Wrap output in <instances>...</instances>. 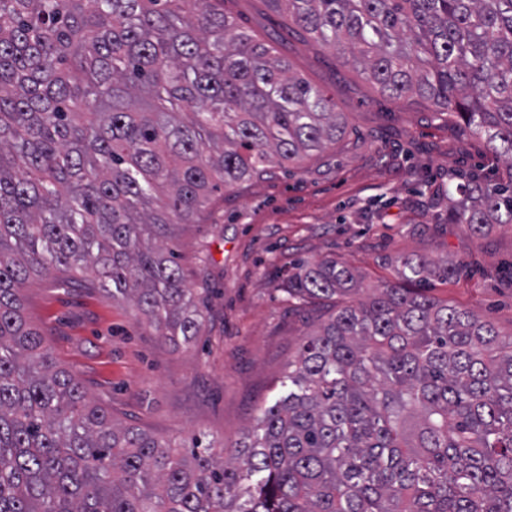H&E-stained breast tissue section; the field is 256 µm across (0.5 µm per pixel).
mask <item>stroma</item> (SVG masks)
<instances>
[{
    "mask_svg": "<svg viewBox=\"0 0 512 512\" xmlns=\"http://www.w3.org/2000/svg\"><path fill=\"white\" fill-rule=\"evenodd\" d=\"M231 8L262 37L286 21L262 0ZM278 52L334 95L346 134L301 166L216 191L197 223L178 226L171 246L204 317L196 342L162 341L132 303L79 278L34 277L22 290L26 317L56 361L114 421L165 439L242 436L314 327L280 289L300 260L336 258L369 284L392 281L398 256L462 262L467 274L437 284L436 296L512 333V224L476 238L448 223L433 198L459 174L491 175L496 162L482 143L418 98L381 95L333 49L294 36Z\"/></svg>",
    "mask_w": 512,
    "mask_h": 512,
    "instance_id": "1",
    "label": "stroma"
}]
</instances>
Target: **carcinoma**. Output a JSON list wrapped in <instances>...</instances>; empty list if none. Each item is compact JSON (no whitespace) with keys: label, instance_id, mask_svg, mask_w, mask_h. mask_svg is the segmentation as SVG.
Here are the masks:
<instances>
[{"label":"carcinoma","instance_id":"cac0c4a2","mask_svg":"<svg viewBox=\"0 0 512 512\" xmlns=\"http://www.w3.org/2000/svg\"><path fill=\"white\" fill-rule=\"evenodd\" d=\"M227 2L0 0V512H512V334L425 288L459 262L371 288L292 267L282 291L325 318L229 446L114 422L28 322L29 279L77 273L196 341L174 227L340 140L333 96ZM263 2L482 140L503 172L437 196L475 236L512 224V0Z\"/></svg>","mask_w":512,"mask_h":512}]
</instances>
